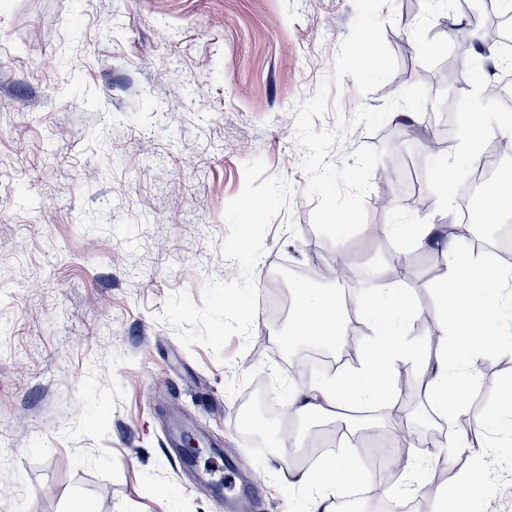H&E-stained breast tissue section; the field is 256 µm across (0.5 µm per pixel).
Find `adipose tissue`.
<instances>
[{
  "label": "adipose tissue",
  "mask_w": 512,
  "mask_h": 512,
  "mask_svg": "<svg viewBox=\"0 0 512 512\" xmlns=\"http://www.w3.org/2000/svg\"><path fill=\"white\" fill-rule=\"evenodd\" d=\"M444 254L447 272L432 285L441 313L437 340L405 335L403 324L418 309L401 283L374 289L356 302L369 329L358 365L293 388L288 400L291 416H311L349 400L370 406L389 401L392 373L398 364L406 363L419 370L434 413L444 422L453 421L458 408L449 404V397L476 385L480 358L512 322V274L474 253L462 238L450 239ZM343 307V289H297L288 322L289 340L335 348L343 333ZM333 473L342 483L360 478L359 472L332 458L314 470L290 468L288 482L305 497L306 512H336L329 481Z\"/></svg>",
  "instance_id": "obj_1"
}]
</instances>
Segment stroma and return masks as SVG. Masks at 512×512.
I'll return each instance as SVG.
<instances>
[{
  "mask_svg": "<svg viewBox=\"0 0 512 512\" xmlns=\"http://www.w3.org/2000/svg\"><path fill=\"white\" fill-rule=\"evenodd\" d=\"M421 5L380 11L394 75L366 95L345 77L330 98L351 120L424 84L454 145L463 113L500 105L474 64L458 99L436 82L450 40L442 15L418 21ZM406 15L416 24L402 26ZM354 16L353 0H0V482L12 487L0 512H301L287 470L308 451L281 448V435L332 441L339 421L278 414L262 426L248 407L267 389L286 405L297 383L287 367L306 343L286 341L287 319L260 314L250 344L232 337L218 357L185 347L161 316L178 291L202 304L205 282L231 268L223 214L253 158L294 187L292 225L279 216L266 233L258 291L269 265L335 257L311 222L295 108L332 72L327 51ZM438 134L426 115L395 112L332 149L336 164L381 149L396 174L393 207L367 209L348 241L356 272H386L394 250L414 246L375 225H444L456 209L471 164L460 161L440 204L438 159L420 151ZM476 388L486 398L465 413L504 404L512 335L481 358ZM374 416L391 433L411 418L425 435L439 427L420 390ZM182 424L212 444L192 464L169 443Z\"/></svg>",
  "mask_w": 512,
  "mask_h": 512,
  "instance_id": "1",
  "label": "stroma"
}]
</instances>
